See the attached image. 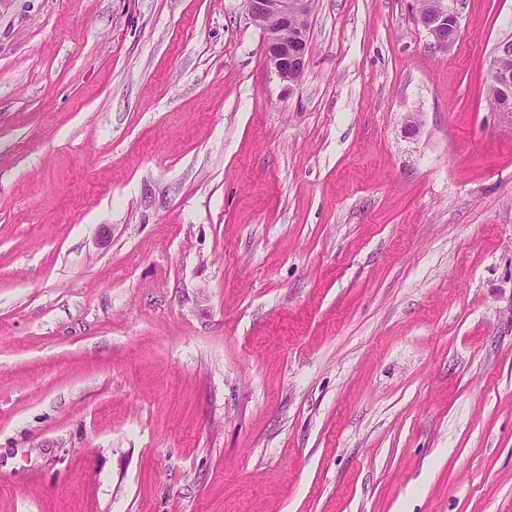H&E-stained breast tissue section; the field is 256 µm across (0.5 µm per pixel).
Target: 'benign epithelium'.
<instances>
[{
	"label": "benign epithelium",
	"instance_id": "1",
	"mask_svg": "<svg viewBox=\"0 0 512 512\" xmlns=\"http://www.w3.org/2000/svg\"><path fill=\"white\" fill-rule=\"evenodd\" d=\"M251 19H269L261 26L262 64L289 84L302 76L309 54L307 18L312 0H245ZM459 22L458 12L448 0H429L417 11V22L430 37V47L449 49L454 39L448 37V19Z\"/></svg>",
	"mask_w": 512,
	"mask_h": 512
}]
</instances>
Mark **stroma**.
<instances>
[{"label": "stroma", "mask_w": 512, "mask_h": 512, "mask_svg": "<svg viewBox=\"0 0 512 512\" xmlns=\"http://www.w3.org/2000/svg\"><path fill=\"white\" fill-rule=\"evenodd\" d=\"M0 0V512H512V0ZM415 117L418 130L407 134ZM254 22L271 19L260 26L263 33L262 64L288 84L302 76L309 54L307 18L312 0H245ZM424 2L425 0H417V22L431 38L430 47L438 50L449 49L456 33L453 38L448 37V16L454 20L455 29H458V12L447 0H430L425 8L420 9ZM495 62L498 67L493 65L490 73L493 84L488 82L485 89L486 100L493 111H496L502 104L500 93L495 85L503 88L512 86V72L503 70L512 69V56L498 57Z\"/></svg>", "instance_id": "1"}]
</instances>
